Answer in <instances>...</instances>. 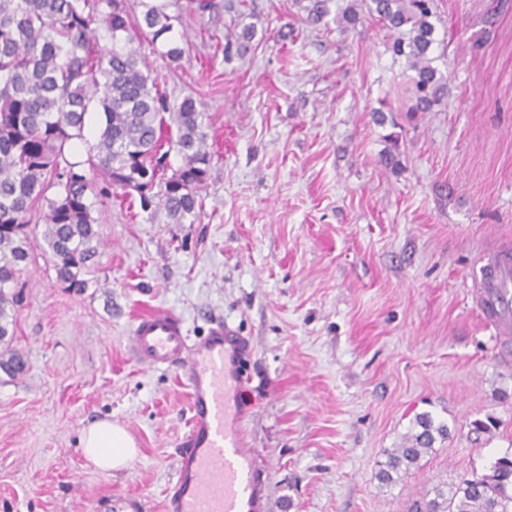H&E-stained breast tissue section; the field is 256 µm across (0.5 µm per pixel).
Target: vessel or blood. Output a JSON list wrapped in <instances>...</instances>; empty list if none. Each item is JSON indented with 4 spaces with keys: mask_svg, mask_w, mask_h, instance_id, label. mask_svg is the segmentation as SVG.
<instances>
[{
    "mask_svg": "<svg viewBox=\"0 0 512 512\" xmlns=\"http://www.w3.org/2000/svg\"><path fill=\"white\" fill-rule=\"evenodd\" d=\"M478 286L485 318L498 320L512 305V258L504 252L482 258ZM128 342L140 364L180 371L190 394L189 431L165 512H261L265 472L246 441L241 407L247 339L220 319L193 338L177 315L159 311L138 318ZM105 505L108 512H151L134 494L108 496Z\"/></svg>",
    "mask_w": 512,
    "mask_h": 512,
    "instance_id": "vessel-or-blood-1",
    "label": "vessel or blood"
}]
</instances>
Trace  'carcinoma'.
Returning a JSON list of instances; mask_svg holds the SVG:
<instances>
[{"instance_id":"1","label":"carcinoma","mask_w":512,"mask_h":512,"mask_svg":"<svg viewBox=\"0 0 512 512\" xmlns=\"http://www.w3.org/2000/svg\"><path fill=\"white\" fill-rule=\"evenodd\" d=\"M133 18L125 0H0V371L13 379L25 355L12 345L18 287L32 245L29 223L40 214L56 281L88 287V262L101 240L92 216V182L81 167L103 176L106 186L139 196L140 207L163 206L173 223L199 216L211 162L204 104L193 95L170 103L135 41L169 40L179 16L170 0H137ZM307 20L356 24L363 10L394 33L392 51L414 72L411 112H432L447 93L448 77L435 65L434 0H306ZM252 26L224 34V56L244 54ZM112 46L100 45V38ZM98 118L95 141L85 138L86 118ZM87 144L84 161L71 160L74 141ZM168 150H163V147ZM183 166L165 176L169 151ZM164 189L153 192L155 184ZM409 444L386 452L378 478L395 482L418 463L448 427L428 414L416 418ZM426 512H512V454L495 459L480 475L436 489Z\"/></svg>"}]
</instances>
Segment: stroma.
<instances>
[{
    "instance_id": "1",
    "label": "stroma",
    "mask_w": 512,
    "mask_h": 512,
    "mask_svg": "<svg viewBox=\"0 0 512 512\" xmlns=\"http://www.w3.org/2000/svg\"><path fill=\"white\" fill-rule=\"evenodd\" d=\"M176 2L183 58L140 51L170 100L205 105L202 211L175 224L111 191L81 291L57 283L33 231L14 336L26 366L0 372V512H101L116 492L161 512L189 391L129 347L155 310L193 336L221 318L247 338L266 512H415L512 452V338L482 323L472 287L479 257L512 243V0H436L448 94L412 117V73L368 13L343 30L309 24L294 0ZM248 25L251 50L225 58L217 42ZM424 413L447 439L381 483ZM103 417L138 448L109 474L78 445Z\"/></svg>"
}]
</instances>
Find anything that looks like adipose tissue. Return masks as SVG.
<instances>
[{
	"instance_id": "1",
	"label": "adipose tissue",
	"mask_w": 512,
	"mask_h": 512,
	"mask_svg": "<svg viewBox=\"0 0 512 512\" xmlns=\"http://www.w3.org/2000/svg\"><path fill=\"white\" fill-rule=\"evenodd\" d=\"M79 444L86 460L105 473L126 468L137 455L133 437L123 426L108 419L84 427Z\"/></svg>"
}]
</instances>
